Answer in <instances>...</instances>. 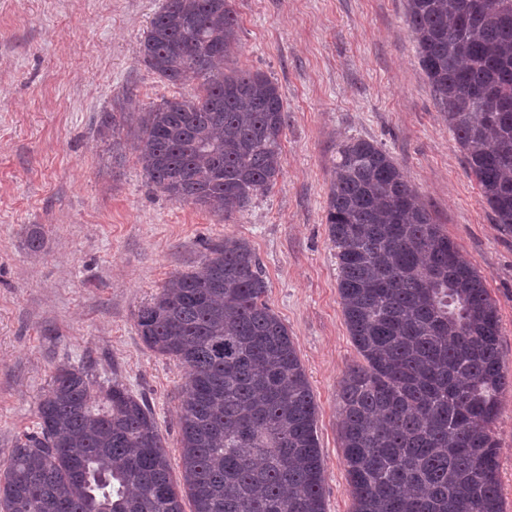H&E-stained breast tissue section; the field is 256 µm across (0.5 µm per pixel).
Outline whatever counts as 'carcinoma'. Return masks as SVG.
Returning <instances> with one entry per match:
<instances>
[{
    "label": "carcinoma",
    "instance_id": "obj_1",
    "mask_svg": "<svg viewBox=\"0 0 512 512\" xmlns=\"http://www.w3.org/2000/svg\"><path fill=\"white\" fill-rule=\"evenodd\" d=\"M418 59L495 222L512 231V0H407ZM231 0H165L139 44L173 86L136 122L148 184L226 217L282 174L278 86L224 73ZM338 291L364 364L338 381L352 512H504L490 426L512 388L482 276L434 223L392 156L337 145L327 209ZM249 242L226 239L137 313L142 341L187 370L183 489L153 412L114 381L62 365L37 430L0 469V512H326L317 404Z\"/></svg>",
    "mask_w": 512,
    "mask_h": 512
}]
</instances>
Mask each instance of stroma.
Instances as JSON below:
<instances>
[{
	"instance_id": "stroma-1",
	"label": "stroma",
	"mask_w": 512,
	"mask_h": 512,
	"mask_svg": "<svg viewBox=\"0 0 512 512\" xmlns=\"http://www.w3.org/2000/svg\"><path fill=\"white\" fill-rule=\"evenodd\" d=\"M164 0H0V462L36 426L56 368L89 369L147 401L181 484L186 372L142 341L138 309L206 245L250 242L318 407L326 512H352L337 383L362 361L344 322L327 199L336 146L385 149L483 277L512 373V232L494 221L421 69L406 0H234L240 50L225 73H264L287 111L283 174L230 218L149 188L125 115L179 95L139 59ZM115 119V131L105 120ZM42 235L31 252V230ZM512 512V388L491 427Z\"/></svg>"
}]
</instances>
